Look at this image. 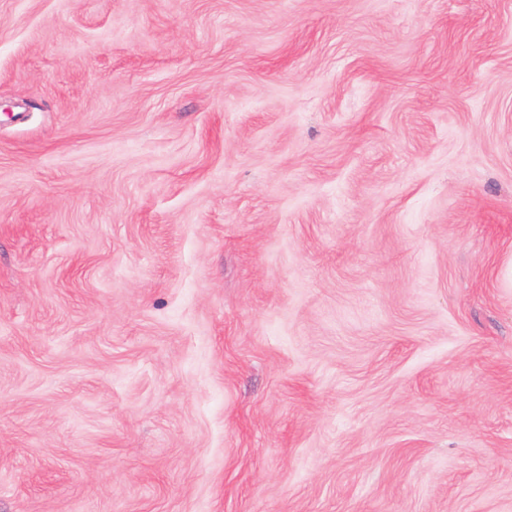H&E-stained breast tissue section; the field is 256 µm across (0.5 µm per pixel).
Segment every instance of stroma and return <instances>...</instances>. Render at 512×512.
<instances>
[{
    "label": "stroma",
    "instance_id": "stroma-1",
    "mask_svg": "<svg viewBox=\"0 0 512 512\" xmlns=\"http://www.w3.org/2000/svg\"><path fill=\"white\" fill-rule=\"evenodd\" d=\"M0 512H512V0H0Z\"/></svg>",
    "mask_w": 512,
    "mask_h": 512
}]
</instances>
